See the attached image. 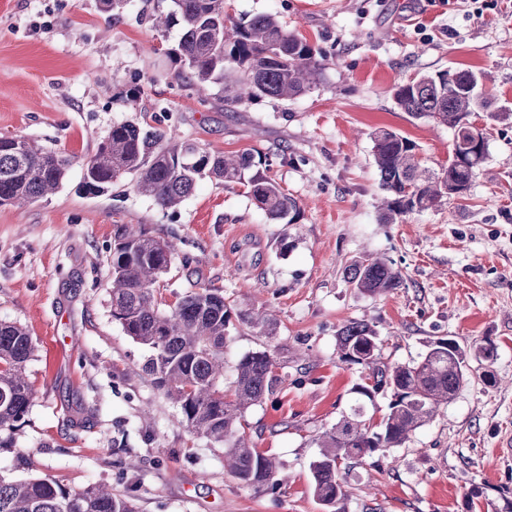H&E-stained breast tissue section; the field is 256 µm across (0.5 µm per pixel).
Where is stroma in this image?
I'll return each instance as SVG.
<instances>
[{
  "label": "stroma",
  "instance_id": "1",
  "mask_svg": "<svg viewBox=\"0 0 512 512\" xmlns=\"http://www.w3.org/2000/svg\"><path fill=\"white\" fill-rule=\"evenodd\" d=\"M172 0H0V137L23 136L72 159L53 195L0 206V320L24 325L36 345L26 374L35 395L0 477H48L70 490L106 483L133 489L139 512H323L313 495L315 438L354 405L365 370L341 362L336 332L375 326L389 362L418 360L429 342L498 348L437 418L398 448L374 452L346 478L337 512H512V123L489 129V156L465 198L378 220L381 191L369 135L389 128L415 140L427 166L447 164L453 133L412 121L392 98L398 84L442 69L489 76L497 112L512 111V0H226L232 18L276 14L329 64L298 98H199L166 51L179 26L154 27ZM150 124L226 154L295 197L296 223L267 217L240 183L209 178L179 206L161 209L132 189H81L86 160L118 123ZM176 242L160 280L163 307L202 287L231 310L272 311L276 333L232 322L224 382L246 354L273 350L282 381L247 410L253 445L281 464L283 482L262 493L224 469V451L179 423L173 402L142 369L146 350L112 318L109 261L123 225ZM373 253L404 288L370 296L344 268ZM137 469H129V460Z\"/></svg>",
  "mask_w": 512,
  "mask_h": 512
}]
</instances>
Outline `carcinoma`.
Segmentation results:
<instances>
[{
	"mask_svg": "<svg viewBox=\"0 0 512 512\" xmlns=\"http://www.w3.org/2000/svg\"><path fill=\"white\" fill-rule=\"evenodd\" d=\"M174 10L154 18L156 27H182L176 48L167 52L179 65L177 76L201 98L217 83L224 101L241 103L257 97L293 98L309 92L325 69L326 57L307 40L288 31L272 14L234 20L224 0H173ZM485 74L446 70L422 74L394 88L396 106L415 120L434 122L453 131L448 165H422L418 145L389 129L371 134L372 156L385 193L380 220L396 224L413 212L463 198L486 163L489 144H475L472 115L487 112L492 121L512 119L511 112H492L484 96ZM70 159L21 137L0 138V205L24 206L54 194L62 185ZM253 166L247 153L228 156L164 130L121 123L112 126L85 163L82 189L104 192L124 175L134 177L137 193L164 208L177 207L203 177L226 184L241 180ZM258 207L272 220L292 224L298 201L264 174L247 182ZM176 245L134 225L122 227L110 264L112 318L148 356L144 369L155 387L177 404L182 422L193 433L225 447L224 466L240 484L262 492L279 484L280 464L254 448L243 432L244 412L272 391L279 381L276 360L268 349L251 352L236 366L231 397L224 395V338L230 314L224 292L192 291L164 310L157 297L160 278L176 258ZM347 282L361 293L386 294L404 286L401 271L381 256L364 254L346 268ZM243 324L259 325L266 336L276 323L268 315L239 311ZM339 359L361 365L366 383L357 394L373 400L391 393L388 411L378 424L359 403L315 438L320 448L311 463L313 492L325 512H336L346 497L342 471L380 448H397L428 425L450 404L471 375L459 343H430L413 364L382 361L374 326L351 321L336 332ZM475 357L493 364L497 347L490 340L473 346ZM36 346L25 327L0 321V432L18 427L34 394L25 373ZM355 359L350 360L348 356ZM0 512H137L131 495L106 484L70 491L49 478L0 477Z\"/></svg>",
	"mask_w": 512,
	"mask_h": 512,
	"instance_id": "obj_1",
	"label": "carcinoma"
}]
</instances>
